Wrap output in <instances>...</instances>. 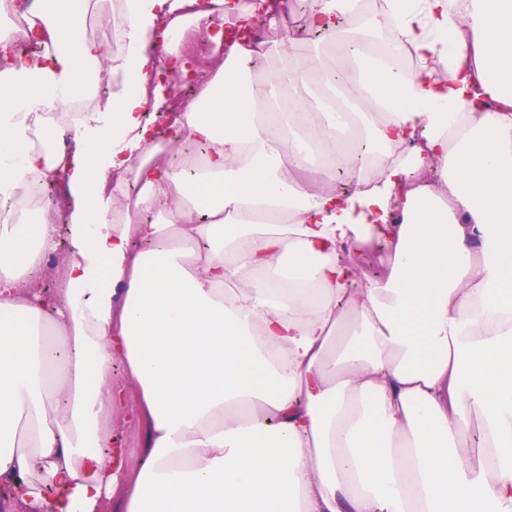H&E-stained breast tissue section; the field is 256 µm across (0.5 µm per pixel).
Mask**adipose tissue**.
Returning <instances> with one entry per match:
<instances>
[{
	"label": "adipose tissue",
	"mask_w": 512,
	"mask_h": 512,
	"mask_svg": "<svg viewBox=\"0 0 512 512\" xmlns=\"http://www.w3.org/2000/svg\"><path fill=\"white\" fill-rule=\"evenodd\" d=\"M193 2L125 0L121 57L81 35L87 0L0 33L53 45L0 70L1 206L55 174L41 108L88 67L125 76L74 129L60 300L29 278L63 232L0 226V483L22 512H512V0H310L329 54L259 82L257 13L221 0L241 37L176 120L206 149L186 172L142 112L148 26ZM381 33L416 67L370 53ZM351 120L367 138H337ZM132 383L131 477L112 415Z\"/></svg>",
	"instance_id": "obj_1"
}]
</instances>
